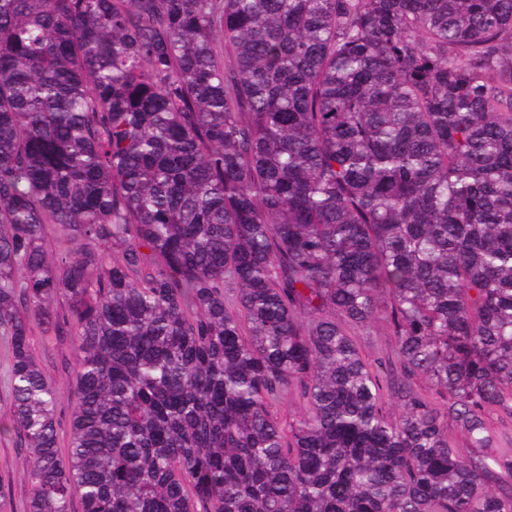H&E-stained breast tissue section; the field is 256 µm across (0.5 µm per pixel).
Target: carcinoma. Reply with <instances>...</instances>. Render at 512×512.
I'll return each mask as SVG.
<instances>
[{"label": "carcinoma", "instance_id": "cac0c4a2", "mask_svg": "<svg viewBox=\"0 0 512 512\" xmlns=\"http://www.w3.org/2000/svg\"><path fill=\"white\" fill-rule=\"evenodd\" d=\"M0 335L27 512H512V0H0ZM357 347L371 367H379L384 372L397 363L395 338L389 323L383 318L374 319L367 329L349 330ZM30 348L43 373L57 387V439L61 458L67 461L71 440V413L76 379L73 367L76 362L72 342L67 337L47 336L34 326ZM303 405V399H301L295 392L293 394H289L287 398L276 402L271 410L287 429L289 422H292L293 418L297 417L298 412ZM491 433L488 448H473L465 430L452 418H448V438L450 444L463 459L495 453L504 448H512V419L498 412L486 415Z\"/></svg>", "mask_w": 512, "mask_h": 512}]
</instances>
